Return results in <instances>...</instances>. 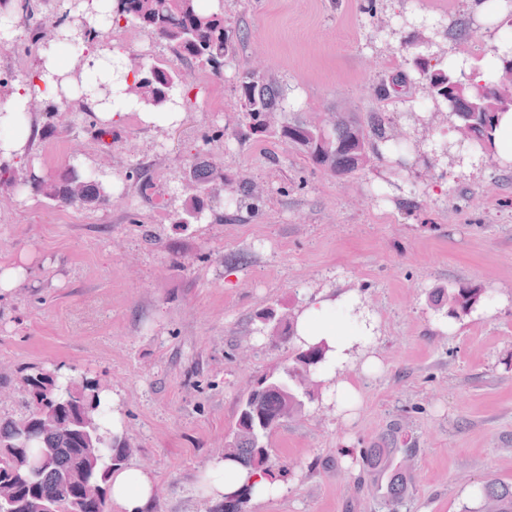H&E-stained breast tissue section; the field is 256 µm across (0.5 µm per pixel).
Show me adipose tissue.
<instances>
[{
	"mask_svg": "<svg viewBox=\"0 0 512 512\" xmlns=\"http://www.w3.org/2000/svg\"><path fill=\"white\" fill-rule=\"evenodd\" d=\"M468 14L491 36L496 54L474 61L462 52H450L449 41L438 38L434 49L436 57L446 65L465 73H476L478 81L494 80L502 58L512 56V41L502 36V23L512 15V0H466ZM66 72L56 53L48 46L42 54V63L34 73L25 91L13 94L0 102V164H10L22 157L31 141V126L23 107L29 98L55 101L59 98V77ZM125 80H112L111 99L106 112L100 113L102 125L113 126L130 111H137L136 103L126 93ZM141 122L171 127L178 124V112L137 111ZM493 155L501 167L512 166V110L500 113L491 150L479 145L459 146L456 137L448 139L447 162L468 176L480 175L486 155ZM295 342L299 349L314 345L324 346L325 358L317 368L328 404L333 405L337 417L353 421L362 403V392L354 379L382 371L383 365L375 346L380 334V320L355 291L345 290L336 295L320 294L295 314ZM253 485L255 501L263 502L286 493L287 484L275 474L253 473L221 456L214 457L203 473L199 490L203 498L217 503L225 495L238 491L244 485ZM109 496L115 512H150L157 496L155 479L138 468L112 472Z\"/></svg>",
	"mask_w": 512,
	"mask_h": 512,
	"instance_id": "obj_1",
	"label": "adipose tissue"
}]
</instances>
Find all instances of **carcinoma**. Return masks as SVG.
Segmentation results:
<instances>
[{"mask_svg":"<svg viewBox=\"0 0 512 512\" xmlns=\"http://www.w3.org/2000/svg\"><path fill=\"white\" fill-rule=\"evenodd\" d=\"M116 15L117 20L154 34L182 59L214 74L224 70L236 44L244 39L240 32L224 26V13L213 9L206 0H117ZM96 40L97 30L85 20L76 28V36L60 41V46L66 49L76 41L89 46ZM410 46L414 49L410 64L436 109L452 112L458 125L468 123L475 127L473 142L491 145L497 114L492 109L496 83H479L450 67H435L428 41L413 38ZM128 69L133 76L128 87L143 89L135 94L139 105L153 112H177L186 107L188 90L165 62L146 64L132 58ZM237 82L241 121L230 133L234 138H277L294 145L317 168L336 176L352 175L370 166L379 159L376 143L392 141L389 117L384 111L371 113L365 123L350 112H338L335 123L329 126L298 120L268 125V113L284 111L288 87L257 69L241 71ZM190 178L195 193L182 216L187 221L204 215L224 190L240 197H256L250 183L235 182L205 162L193 165ZM3 183H30L60 205H101L111 198L106 182L75 166L57 177L10 175ZM437 297L439 306L446 307V315L459 319L479 304L481 290L460 286L448 292L440 290ZM322 354L319 346L301 351L283 373L258 383L241 404L233 437L224 445V457L247 468H267L269 454L264 439L281 425L285 412L298 413L304 407L293 374L301 371L314 375ZM24 383L32 400L31 411L19 419L0 420V487L8 485L12 490L10 498L0 501V512H110L108 499L88 498L84 489L95 484L107 491L110 472L126 465L131 446L125 436L112 433L103 423L100 383L86 376L60 383L55 371L45 366L30 368ZM47 413L61 414L68 420L67 426L48 431L33 423L38 415ZM398 444V432L392 430L381 439L380 447L363 449L360 459L364 473L391 464L401 452H412ZM410 482L405 471L393 469L383 497L386 512H401L409 498ZM248 500V493L242 491L211 506L210 512H244ZM464 512H512V483L486 482L478 505L467 507Z\"/></svg>","mask_w":512,"mask_h":512,"instance_id":"carcinoma-1","label":"carcinoma"}]
</instances>
